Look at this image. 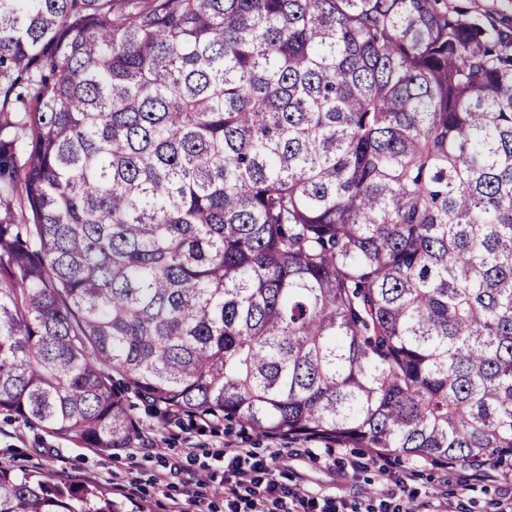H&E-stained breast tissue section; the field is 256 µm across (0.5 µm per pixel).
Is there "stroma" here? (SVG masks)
Here are the masks:
<instances>
[{
    "instance_id": "1",
    "label": "stroma",
    "mask_w": 512,
    "mask_h": 512,
    "mask_svg": "<svg viewBox=\"0 0 512 512\" xmlns=\"http://www.w3.org/2000/svg\"><path fill=\"white\" fill-rule=\"evenodd\" d=\"M467 17L512 33V0H447ZM125 400L139 422L137 447L102 454L74 442L49 436L40 428L0 413V464L17 472L57 480L80 478L106 488L125 512H169L173 502L197 494L202 512H227L224 474L198 488L189 478L214 464L228 448H249L257 457L279 452L290 486L317 501L379 505L390 472L409 471L408 490L418 502L446 498L459 512H498L512 476L492 470H448L418 458L379 455L368 448H340L316 439L264 438L250 431L211 421L203 424L182 415L161 419L148 412L134 394Z\"/></svg>"
}]
</instances>
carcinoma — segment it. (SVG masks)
Wrapping results in <instances>:
<instances>
[{"instance_id":"obj_1","label":"carcinoma","mask_w":512,"mask_h":512,"mask_svg":"<svg viewBox=\"0 0 512 512\" xmlns=\"http://www.w3.org/2000/svg\"><path fill=\"white\" fill-rule=\"evenodd\" d=\"M511 42L444 0H0V411L512 471ZM0 512L122 510L0 464Z\"/></svg>"}]
</instances>
